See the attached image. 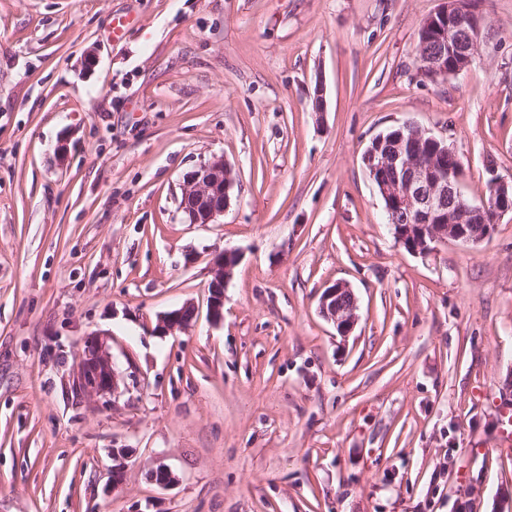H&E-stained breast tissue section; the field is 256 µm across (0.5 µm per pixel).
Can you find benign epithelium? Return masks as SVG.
Returning a JSON list of instances; mask_svg holds the SVG:
<instances>
[{
    "label": "benign epithelium",
    "mask_w": 512,
    "mask_h": 512,
    "mask_svg": "<svg viewBox=\"0 0 512 512\" xmlns=\"http://www.w3.org/2000/svg\"><path fill=\"white\" fill-rule=\"evenodd\" d=\"M485 20L477 0H441L440 8L422 26L435 31L436 48L417 56L416 68L432 80H446L468 68L477 50ZM428 141L434 151L448 153V143L419 129L410 136L380 140L376 149L385 148L379 161L366 162L368 177L376 185L389 219H402L394 234L406 251L427 255L437 245L448 242L477 245L487 238L498 215L512 211V180L502 177L495 166L487 165L491 202L476 206L467 201L462 163L445 167L425 160L418 143ZM235 180L232 167L214 158L188 172L183 178L180 207L191 224H213L229 207ZM240 262L236 250H226L212 260L213 280L209 311L214 320L224 317V283ZM357 300L345 282L327 287L319 301V312L345 335L357 320ZM180 310L167 312L158 329L169 332L190 325ZM73 390L78 396L107 397L114 393L117 378L112 355L101 334L86 337L81 361L73 372Z\"/></svg>",
    "instance_id": "benign-epithelium-1"
}]
</instances>
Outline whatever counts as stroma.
I'll return each instance as SVG.
<instances>
[{
	"mask_svg": "<svg viewBox=\"0 0 512 512\" xmlns=\"http://www.w3.org/2000/svg\"><path fill=\"white\" fill-rule=\"evenodd\" d=\"M439 6L0 0V512H512V213L409 253L362 160L410 122L471 203L487 160L512 178V0H480L475 60L444 82L416 74ZM217 157L230 206L188 223L183 178ZM337 281L346 336L319 312ZM95 332L107 399L72 389ZM240 262V254L236 250H225L215 256L212 260L213 280L209 311L214 320L220 321L224 317V283L227 282L233 274V270ZM357 300L346 282H335L328 286L319 301V312L334 324L336 331L346 335L357 320Z\"/></svg>",
	"mask_w": 512,
	"mask_h": 512,
	"instance_id": "obj_1",
	"label": "stroma"
}]
</instances>
